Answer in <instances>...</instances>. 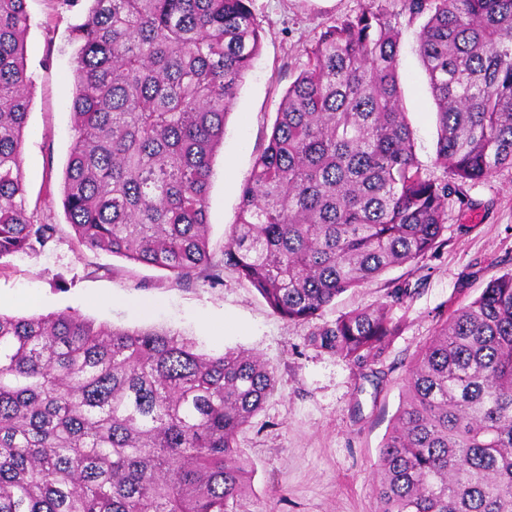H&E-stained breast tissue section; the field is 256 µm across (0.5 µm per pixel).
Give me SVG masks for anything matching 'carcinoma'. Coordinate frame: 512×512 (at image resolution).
I'll return each instance as SVG.
<instances>
[{"mask_svg":"<svg viewBox=\"0 0 512 512\" xmlns=\"http://www.w3.org/2000/svg\"><path fill=\"white\" fill-rule=\"evenodd\" d=\"M26 0H0V260L39 252L28 212ZM62 205L78 243L175 282L210 265L211 163L261 48L252 0H89ZM438 117L415 158L392 15L327 28L240 191L225 265L295 322L437 248L466 182L512 168V0H403ZM395 288L310 341L362 371L399 331ZM245 351L70 312L0 314V512H226L247 487L237 436L274 393ZM376 512H512V273L457 307L410 364L380 448Z\"/></svg>","mask_w":512,"mask_h":512,"instance_id":"1","label":"carcinoma"}]
</instances>
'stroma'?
Returning <instances> with one entry per match:
<instances>
[{
  "instance_id": "stroma-1",
  "label": "stroma",
  "mask_w": 512,
  "mask_h": 512,
  "mask_svg": "<svg viewBox=\"0 0 512 512\" xmlns=\"http://www.w3.org/2000/svg\"><path fill=\"white\" fill-rule=\"evenodd\" d=\"M26 7L32 87L22 169L35 220L56 225L58 233L43 251L0 264V313L72 311L121 329H170L207 352L243 349L259 356L274 368L277 389L237 438L249 489L229 512H374V468L410 362L453 310L512 272V169L462 185L434 252L347 291L321 315V322H330L379 305L390 289H411V298L392 309L398 334L362 372L312 346L311 323L274 313L248 281L225 267L224 247L237 220L240 188L268 143L285 91L307 62L306 48L327 27L368 8L397 17L401 90L416 159L427 176L445 179L436 161L435 102L416 51L421 20L403 14L402 0H253L260 54L243 79L212 163V267L179 285L166 272L78 244L61 193L73 136L76 45L69 34L86 5L26 0Z\"/></svg>"
}]
</instances>
